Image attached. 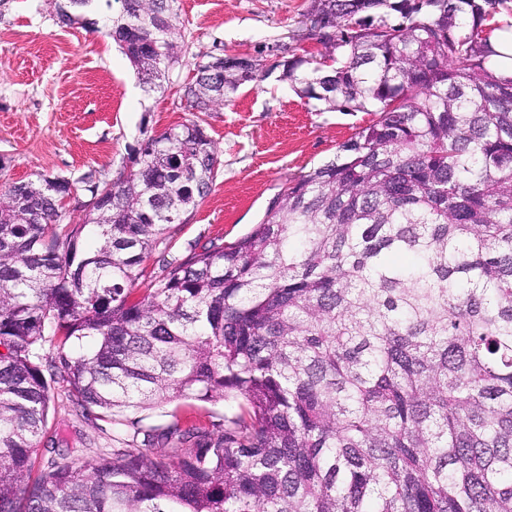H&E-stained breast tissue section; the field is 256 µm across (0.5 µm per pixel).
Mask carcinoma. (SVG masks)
<instances>
[{
  "label": "carcinoma",
  "mask_w": 512,
  "mask_h": 512,
  "mask_svg": "<svg viewBox=\"0 0 512 512\" xmlns=\"http://www.w3.org/2000/svg\"><path fill=\"white\" fill-rule=\"evenodd\" d=\"M96 0L57 4L59 18ZM105 16L146 92L179 62L174 0ZM496 0H312L324 48L283 76L317 112H372L236 241L144 259L215 179L196 124L153 137L79 224L47 177L0 207V512H512V77ZM200 112L244 83L195 62ZM54 356L40 354L43 344ZM143 435L32 475L50 383ZM239 401L224 433L146 429ZM491 44L498 55L493 56L496 61V74L503 77L512 76V29L494 31ZM193 406V408H189ZM175 409L179 413L189 418L184 420L189 424H198L210 426L215 433H224V416L231 417L238 412L237 403L232 401H217L212 403H203L193 400H180L171 403L163 408L145 413L146 419L143 424L147 427L163 428L167 426L172 418L169 416ZM211 424L215 426L212 427Z\"/></svg>",
  "instance_id": "obj_1"
}]
</instances>
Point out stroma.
I'll return each mask as SVG.
<instances>
[{
    "label": "stroma",
    "mask_w": 512,
    "mask_h": 512,
    "mask_svg": "<svg viewBox=\"0 0 512 512\" xmlns=\"http://www.w3.org/2000/svg\"><path fill=\"white\" fill-rule=\"evenodd\" d=\"M55 3L0 0V189L41 175L112 180L130 166L138 141L179 124L202 127L216 149L210 194L153 249L136 291L191 247L244 235L288 180L332 159L373 119L369 112L314 111L283 79L285 60L322 50L305 29L311 0H177L181 58L165 92L153 94L143 91L119 44L98 28L102 10L64 25ZM214 54L253 60L255 78L224 105L197 112L182 88L195 62ZM175 409L220 434L238 406L180 400L147 413L145 426H167ZM131 441V433L110 422L78 416L67 393L55 389L41 447L88 460L96 449Z\"/></svg>",
    "instance_id": "35a3bbf8"
}]
</instances>
